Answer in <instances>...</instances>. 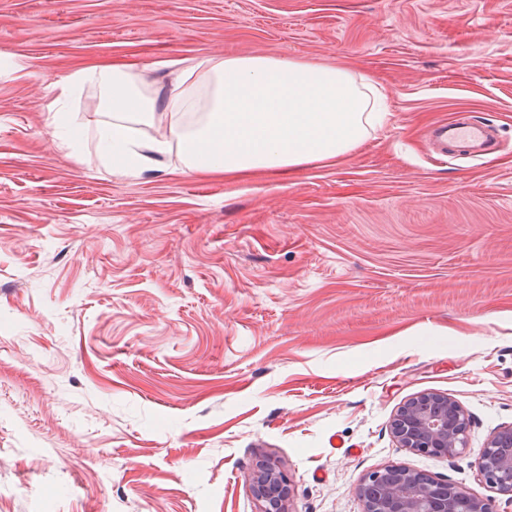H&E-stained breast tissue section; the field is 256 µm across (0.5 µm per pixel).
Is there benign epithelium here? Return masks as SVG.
I'll return each instance as SVG.
<instances>
[{
    "label": "benign epithelium",
    "instance_id": "obj_1",
    "mask_svg": "<svg viewBox=\"0 0 512 512\" xmlns=\"http://www.w3.org/2000/svg\"><path fill=\"white\" fill-rule=\"evenodd\" d=\"M468 414L450 396L423 392L404 404L392 420L402 448L437 457H453L467 447ZM479 475L502 494L512 496V427L496 431L480 449ZM368 473L357 488L364 512H493L491 504L448 481L406 467ZM249 490L262 502L261 512H288V484L270 461L249 479Z\"/></svg>",
    "mask_w": 512,
    "mask_h": 512
}]
</instances>
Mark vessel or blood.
Instances as JSON below:
<instances>
[{
    "label": "vessel or blood",
    "instance_id": "b4317fda",
    "mask_svg": "<svg viewBox=\"0 0 512 512\" xmlns=\"http://www.w3.org/2000/svg\"><path fill=\"white\" fill-rule=\"evenodd\" d=\"M430 137L444 154L478 157L490 150L495 131L490 125L463 111L438 123L431 130Z\"/></svg>",
    "mask_w": 512,
    "mask_h": 512
}]
</instances>
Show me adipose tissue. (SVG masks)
<instances>
[{
    "label": "adipose tissue",
    "mask_w": 512,
    "mask_h": 512,
    "mask_svg": "<svg viewBox=\"0 0 512 512\" xmlns=\"http://www.w3.org/2000/svg\"><path fill=\"white\" fill-rule=\"evenodd\" d=\"M106 92L112 120L98 128V149L116 174H142L180 147L188 171L282 175L343 156L368 127L382 124L381 97L350 70L269 56L184 60L168 95L152 90L137 64L76 69L57 102L87 83ZM163 125L142 142L136 125Z\"/></svg>",
    "instance_id": "ef3b65f1"
}]
</instances>
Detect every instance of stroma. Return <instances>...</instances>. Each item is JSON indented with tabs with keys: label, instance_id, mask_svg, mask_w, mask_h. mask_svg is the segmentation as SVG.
I'll return each mask as SVG.
<instances>
[{
	"label": "stroma",
	"instance_id": "35a3bbf8",
	"mask_svg": "<svg viewBox=\"0 0 512 512\" xmlns=\"http://www.w3.org/2000/svg\"><path fill=\"white\" fill-rule=\"evenodd\" d=\"M266 55L368 76L387 117L348 154L283 177L118 176L103 90L51 123L78 66ZM466 110L498 150L427 139ZM433 391L466 449L399 447ZM512 426V0H0V512H363L402 466L491 500L477 474ZM249 490L262 502L261 512H288V484L274 462L260 464L249 479Z\"/></svg>",
	"mask_w": 512,
	"mask_h": 512
}]
</instances>
